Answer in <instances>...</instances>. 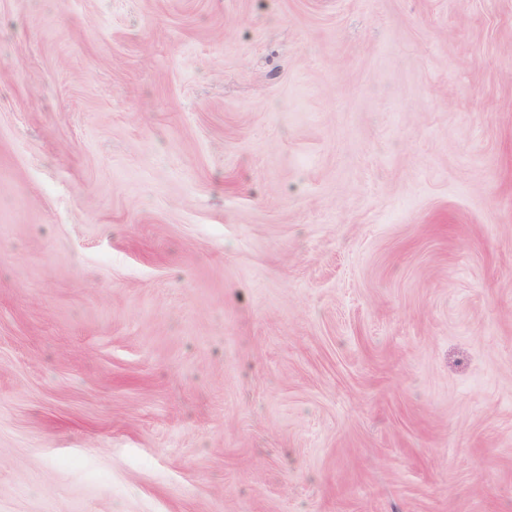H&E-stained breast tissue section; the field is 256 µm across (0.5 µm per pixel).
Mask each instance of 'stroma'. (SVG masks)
I'll list each match as a JSON object with an SVG mask.
<instances>
[{"label":"stroma","mask_w":512,"mask_h":512,"mask_svg":"<svg viewBox=\"0 0 512 512\" xmlns=\"http://www.w3.org/2000/svg\"><path fill=\"white\" fill-rule=\"evenodd\" d=\"M0 512H512V0H0Z\"/></svg>","instance_id":"stroma-1"}]
</instances>
